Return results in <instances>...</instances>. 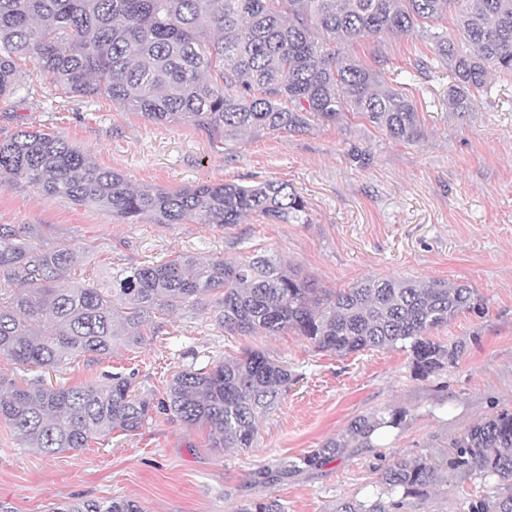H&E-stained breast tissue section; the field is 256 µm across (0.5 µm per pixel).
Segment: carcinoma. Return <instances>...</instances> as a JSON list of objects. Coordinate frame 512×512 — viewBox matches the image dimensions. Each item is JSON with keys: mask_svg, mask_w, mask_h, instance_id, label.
I'll return each instance as SVG.
<instances>
[{"mask_svg": "<svg viewBox=\"0 0 512 512\" xmlns=\"http://www.w3.org/2000/svg\"><path fill=\"white\" fill-rule=\"evenodd\" d=\"M455 14L468 49L439 45L454 83L448 108L469 109L490 71L512 76V0H0V98L20 87L19 62L40 69L65 94L104 97L158 121L188 123L222 143L246 132H303L353 113L396 141L418 138L412 99L383 86L382 73L344 46L372 35L430 37V22ZM0 175L21 176L43 195L112 211L133 224L197 218L239 224L259 215L274 224H305L307 204L289 184H201L175 191L134 189L69 142L20 129L0 140ZM74 252L52 246L29 227L0 224V356L29 370L68 358L112 353L114 341L155 314L210 307L224 329L241 336L290 329L320 351L347 355L397 345L426 379L456 364L461 344L429 337L458 313L475 311V289L438 280L366 279L338 291L315 288L276 258L202 262L193 256L123 269L106 288L68 280ZM292 375L259 350L184 370L160 409L202 425L214 449L250 448L256 421L278 401ZM131 379L106 384L24 386L0 379V421L45 454L81 450L118 430L139 431L155 410L131 394ZM399 418L358 416L346 435L254 472L271 483L323 466L351 444L369 447ZM448 468L492 484L467 512H512V410L465 430L452 443ZM430 456L397 458L381 468L374 500L341 498L331 512H404L407 499L439 486ZM52 512H143L128 497L71 500ZM239 512H287L277 498Z\"/></svg>", "mask_w": 512, "mask_h": 512, "instance_id": "carcinoma-1", "label": "carcinoma"}]
</instances>
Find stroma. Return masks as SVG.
Returning a JSON list of instances; mask_svg holds the SVG:
<instances>
[{"label":"stroma","mask_w":512,"mask_h":512,"mask_svg":"<svg viewBox=\"0 0 512 512\" xmlns=\"http://www.w3.org/2000/svg\"><path fill=\"white\" fill-rule=\"evenodd\" d=\"M347 52L413 99L417 140L393 141L348 114L306 132H251L224 146L187 123H155L103 97L61 94L26 59L20 83L31 94L0 98V140L22 127L62 138L138 189L283 181L306 200L309 221L252 215L231 225L128 224L5 177L0 224H31L50 244L74 248L69 277L82 284L106 285L118 270L180 255L242 261L257 252L327 290L386 277L466 284L482 312H461L430 333L445 346L464 344L457 365L422 380L398 347L341 356L292 331L232 335L207 310H180L163 316L160 328H143L140 343L65 361L47 382L102 383L120 373L158 402L179 371L257 349L287 364L295 382L259 420L252 447L214 451L204 428L157 410L135 434L115 431L88 448L46 455L0 421V500L15 512H51L76 497H129L144 512H238L271 497L288 512H328L341 498L375 499L384 461L445 459L465 429L512 407V77L492 74L472 110L459 113L448 108L452 78L434 42L371 36ZM422 59L429 70L418 69ZM359 415L400 423L374 447L349 448L280 483L254 482L261 465L321 447ZM442 476L440 488L408 499L406 512H466L483 491L476 476L449 469Z\"/></svg>","instance_id":"stroma-1"}]
</instances>
